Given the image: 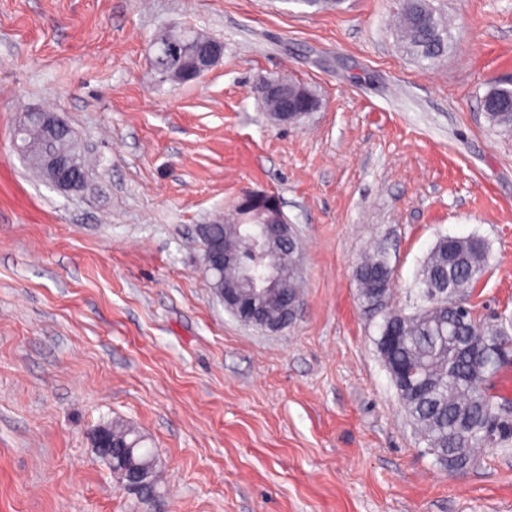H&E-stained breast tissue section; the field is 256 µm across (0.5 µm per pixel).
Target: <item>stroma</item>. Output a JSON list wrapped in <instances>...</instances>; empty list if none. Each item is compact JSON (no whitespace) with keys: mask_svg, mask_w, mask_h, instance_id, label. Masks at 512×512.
<instances>
[{"mask_svg":"<svg viewBox=\"0 0 512 512\" xmlns=\"http://www.w3.org/2000/svg\"><path fill=\"white\" fill-rule=\"evenodd\" d=\"M453 47L397 41L402 0H0V512H512V445L465 472L426 454L357 301L385 252L411 307L442 235L483 238L474 318L512 319V138L489 88L512 80V0H431ZM219 39L195 82L155 81L163 31ZM321 105L279 125L264 77ZM52 107L92 160L64 195L13 148ZM277 196L302 254V306L270 334L202 272V225ZM155 448L144 503L97 456L107 421ZM483 105L490 126L500 135L511 137L512 87L509 84L491 87L483 97Z\"/></svg>","mask_w":512,"mask_h":512,"instance_id":"35a3bbf8","label":"stroma"}]
</instances>
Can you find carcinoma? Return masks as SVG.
Returning a JSON list of instances; mask_svg holds the SVG:
<instances>
[{"label": "carcinoma", "mask_w": 512, "mask_h": 512, "mask_svg": "<svg viewBox=\"0 0 512 512\" xmlns=\"http://www.w3.org/2000/svg\"><path fill=\"white\" fill-rule=\"evenodd\" d=\"M398 40L404 51L419 62L431 66L448 54L451 37L445 17L430 0H404ZM486 119L499 134L512 136V87L496 85L483 97ZM212 232L237 246L243 264L224 270V283L239 287V281L251 274L252 251L259 243L256 225L214 224ZM488 256L486 242L472 236L448 243L441 236L431 248L419 274L423 288L417 293L416 310L410 314L402 309L374 306L375 291L391 293V273L384 264L383 253L368 254L355 265L357 297L367 312L383 314L381 326L397 337L389 349L393 361L408 368L410 381L392 383L398 397L418 427L421 442L428 450L447 455L449 469L464 471L473 467L487 443L501 447L512 441V401L497 396L486 388L501 366L485 347V342H507L509 334L502 325L478 322L471 315L463 316L444 308H436L428 300V289L452 292L461 297L485 272ZM288 272V294L301 298L300 276L289 272L290 254L277 257ZM500 411L497 418L487 416L486 407ZM112 440L126 444L112 463L131 470L147 465L156 458L145 446L146 438L123 422L106 425Z\"/></svg>", "instance_id": "cac0c4a2"}]
</instances>
